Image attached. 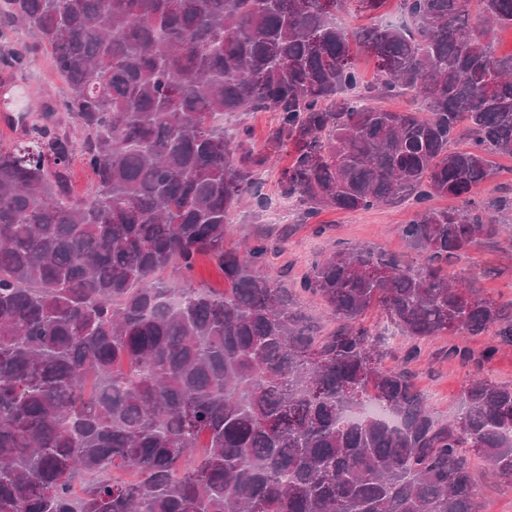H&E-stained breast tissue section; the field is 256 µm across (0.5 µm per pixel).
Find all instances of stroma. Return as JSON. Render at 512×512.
Listing matches in <instances>:
<instances>
[{
    "mask_svg": "<svg viewBox=\"0 0 512 512\" xmlns=\"http://www.w3.org/2000/svg\"><path fill=\"white\" fill-rule=\"evenodd\" d=\"M63 92L64 82L51 66V51L44 47L0 102L10 110L36 117L44 103L53 102ZM288 163V157L282 156L275 165L261 170L258 184L263 204L258 207L251 203L234 213L226 247L266 236L272 246L268 264L292 288L298 287L322 255L352 245L371 247L415 263L418 253L407 246L400 231L401 225L408 223L415 213L412 204L374 207L352 214L328 211L318 219L307 220L302 216L301 206L283 198L277 190L280 171ZM448 274L472 279L484 297L503 305L512 303V220L503 225L497 242L469 247L450 258ZM365 322L381 337L386 368L407 371L417 387L428 395L439 417L458 414L461 391L472 376L512 383V347L500 349L489 362L476 361L493 342V333L435 336L417 343L388 326L379 312H369ZM415 345L419 346L420 354L408 359L407 353ZM452 346L470 351L471 359L449 356ZM473 477L482 490L483 512H512L511 484L500 479L479 458L473 461Z\"/></svg>",
    "mask_w": 512,
    "mask_h": 512,
    "instance_id": "35a3bbf8",
    "label": "stroma"
}]
</instances>
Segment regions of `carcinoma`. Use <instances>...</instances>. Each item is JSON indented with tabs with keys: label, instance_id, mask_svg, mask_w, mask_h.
Instances as JSON below:
<instances>
[{
	"label": "carcinoma",
	"instance_id": "1",
	"mask_svg": "<svg viewBox=\"0 0 512 512\" xmlns=\"http://www.w3.org/2000/svg\"><path fill=\"white\" fill-rule=\"evenodd\" d=\"M3 2L34 42H0V70L48 46L67 92L0 145V512H481L474 456L512 484V384L474 376L440 420L363 324L375 307L412 339L492 329L484 358L512 347V305L446 270L512 210L474 200L489 155L512 156V53L492 39L512 0L474 19L473 0H400L410 27L351 31L334 13L384 0ZM354 43L378 59L367 86ZM399 94L422 107L370 104ZM255 111L276 113L263 151L219 122ZM288 147L278 190L307 218L417 206L401 225L417 265L359 245L312 265L300 290L326 333L265 239L224 247ZM76 160L94 175L82 199ZM200 254L224 292L190 283ZM117 464L129 477L106 476ZM302 306L310 322L315 326H320L325 332L334 327V321L317 298L310 295L302 296Z\"/></svg>",
	"mask_w": 512,
	"mask_h": 512
}]
</instances>
